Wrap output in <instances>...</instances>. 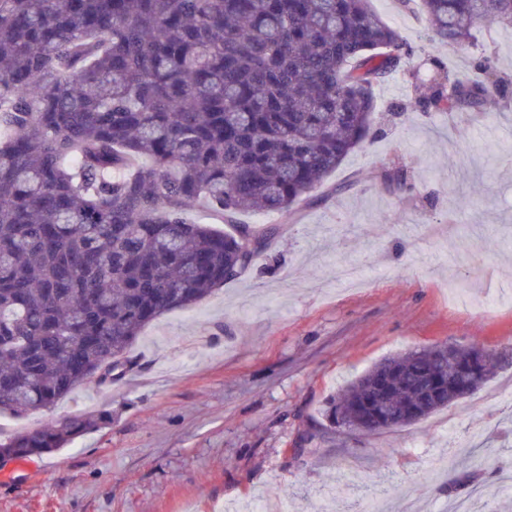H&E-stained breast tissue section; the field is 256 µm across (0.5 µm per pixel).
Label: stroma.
<instances>
[{"instance_id": "1", "label": "stroma", "mask_w": 512, "mask_h": 512, "mask_svg": "<svg viewBox=\"0 0 512 512\" xmlns=\"http://www.w3.org/2000/svg\"><path fill=\"white\" fill-rule=\"evenodd\" d=\"M372 9L415 49L420 19ZM512 74V29L478 25L439 48L459 75L478 52ZM402 75L375 88L368 137L294 212L239 214L279 233L198 306L145 327L111 382L0 418V435L109 411L108 425L41 456L0 459V512H512L484 464H512V359L475 394L411 425L335 431L338 389L441 341L512 351V102L474 118L406 110ZM406 166L411 190L385 188ZM344 192H336V185Z\"/></svg>"}]
</instances>
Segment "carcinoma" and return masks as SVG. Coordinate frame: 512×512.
<instances>
[{
	"instance_id": "1",
	"label": "carcinoma",
	"mask_w": 512,
	"mask_h": 512,
	"mask_svg": "<svg viewBox=\"0 0 512 512\" xmlns=\"http://www.w3.org/2000/svg\"><path fill=\"white\" fill-rule=\"evenodd\" d=\"M434 46L480 22L512 28V0H398ZM460 77L423 57L369 0H0V415L47 409L112 374L142 328L199 304L276 237L237 221L289 211L372 131L374 87L427 85L414 112L512 100L478 55ZM399 164L382 175L407 185ZM203 204L233 231L191 222ZM470 346L387 358L327 403L334 426L378 431L362 409L418 399ZM110 420L72 417L0 440L5 459L63 448Z\"/></svg>"
}]
</instances>
